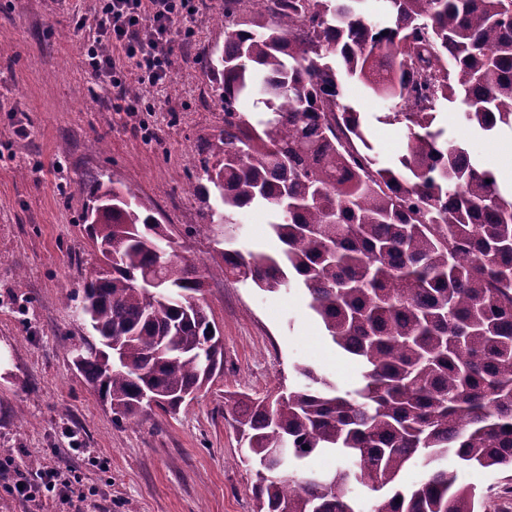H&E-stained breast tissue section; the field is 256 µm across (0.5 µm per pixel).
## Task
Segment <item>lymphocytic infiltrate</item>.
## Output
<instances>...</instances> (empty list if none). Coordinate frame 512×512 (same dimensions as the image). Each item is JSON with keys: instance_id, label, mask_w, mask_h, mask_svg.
Masks as SVG:
<instances>
[{"instance_id": "1", "label": "lymphocytic infiltrate", "mask_w": 512, "mask_h": 512, "mask_svg": "<svg viewBox=\"0 0 512 512\" xmlns=\"http://www.w3.org/2000/svg\"><path fill=\"white\" fill-rule=\"evenodd\" d=\"M190 10L191 0H99L96 34L85 42L82 62L93 75L108 78L112 87L126 89L127 77L117 69L108 50L115 44L133 61L139 81L165 85L171 69L172 27ZM15 481L28 499L48 491L70 505L87 501L91 494L65 461L46 470L40 484H31L20 470Z\"/></svg>"}]
</instances>
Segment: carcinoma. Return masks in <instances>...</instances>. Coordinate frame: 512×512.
Returning a JSON list of instances; mask_svg holds the SVG:
<instances>
[{"instance_id": "1", "label": "carcinoma", "mask_w": 512, "mask_h": 512, "mask_svg": "<svg viewBox=\"0 0 512 512\" xmlns=\"http://www.w3.org/2000/svg\"><path fill=\"white\" fill-rule=\"evenodd\" d=\"M364 2L224 0L223 47L204 60L224 76V131L195 176L199 228L261 206L280 250L227 240L199 267L151 204L98 181L83 223L116 260L87 277L80 314L119 362L107 368L90 344L71 353L118 418L146 394L175 413L211 381L206 353L224 369L219 330L195 303L204 274L301 288L360 377L342 392L301 366L284 399L225 397L243 461L269 473L256 474L257 512H363L353 484L373 493L370 512H478L476 487L444 461L512 470V188L440 116L455 107L483 135L512 131V0H381V24ZM347 81L383 111L346 100ZM374 122L407 129L391 164L369 140ZM319 453L349 466L306 472ZM417 462L424 478L402 484Z\"/></svg>"}]
</instances>
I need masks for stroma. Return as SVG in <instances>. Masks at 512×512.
Segmentation results:
<instances>
[{
	"label": "stroma",
	"mask_w": 512,
	"mask_h": 512,
	"mask_svg": "<svg viewBox=\"0 0 512 512\" xmlns=\"http://www.w3.org/2000/svg\"><path fill=\"white\" fill-rule=\"evenodd\" d=\"M223 3L199 0L176 23L165 86L137 83L132 61L112 48L117 68L136 83L129 94L82 64L98 0H0V455L32 474L57 465L78 439L94 453L70 460L97 489L89 512H255L254 473L239 461L225 392L265 396L297 384L299 365L342 388L358 374L325 339L304 291L269 293L219 274L202 300L221 332L224 370L177 414L155 407L118 419L72 363L74 343L97 341L77 310L98 264L82 222L96 178L153 202L188 261L209 259L223 237L242 249L274 247L262 207L195 232L202 204L187 184L201 147L224 128L219 77L203 66L224 42ZM441 122L489 169L512 141L506 132L476 135L454 108ZM448 468L483 492L480 512H505V472L453 459Z\"/></svg>",
	"instance_id": "35a3bbf8"
}]
</instances>
